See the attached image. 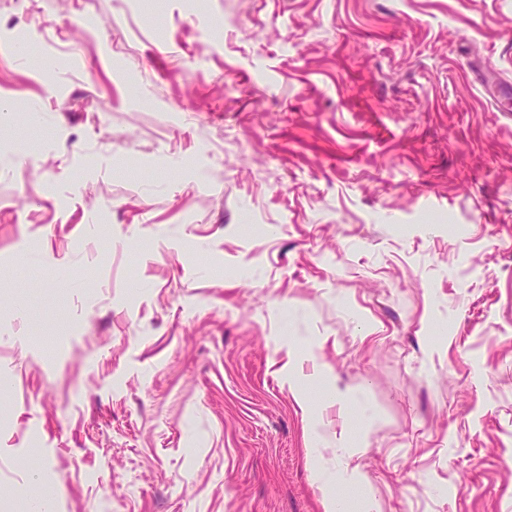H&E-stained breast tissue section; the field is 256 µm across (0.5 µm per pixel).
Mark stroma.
<instances>
[{
    "instance_id": "1",
    "label": "stroma",
    "mask_w": 512,
    "mask_h": 512,
    "mask_svg": "<svg viewBox=\"0 0 512 512\" xmlns=\"http://www.w3.org/2000/svg\"><path fill=\"white\" fill-rule=\"evenodd\" d=\"M0 0V512H512V0ZM295 374L287 383V374ZM319 374L328 379L332 384L331 405L336 406L339 423L336 422V432H330L334 439L336 437V448H323L324 450L336 449V476L320 475L317 478L319 490L325 504V512L345 511L343 500L331 492L334 483L344 484L348 487L359 486L363 490V500L359 502V510L362 512H375L376 504L371 497L368 486L369 482L365 473L358 465H352L354 452L351 448L363 447L364 441L361 437L354 440L349 436L347 430L348 416L355 408H359L361 416L365 418V408H360L357 398L347 389L338 384L336 375L329 369L322 368ZM339 426V430H337Z\"/></svg>"
}]
</instances>
